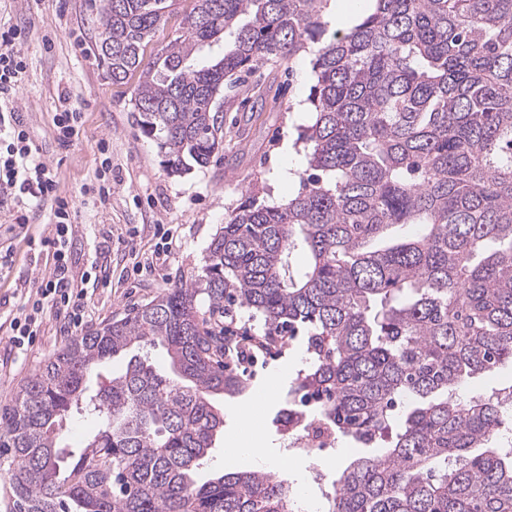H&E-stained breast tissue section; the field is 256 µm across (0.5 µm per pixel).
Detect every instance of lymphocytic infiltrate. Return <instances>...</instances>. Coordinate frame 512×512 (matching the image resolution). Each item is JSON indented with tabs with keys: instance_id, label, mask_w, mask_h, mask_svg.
<instances>
[{
	"instance_id": "f902f5d3",
	"label": "lymphocytic infiltrate",
	"mask_w": 512,
	"mask_h": 512,
	"mask_svg": "<svg viewBox=\"0 0 512 512\" xmlns=\"http://www.w3.org/2000/svg\"><path fill=\"white\" fill-rule=\"evenodd\" d=\"M25 32H0V100L13 98L25 73L24 58L18 48ZM0 195L21 201L14 213L16 223L27 220V207L48 211L51 230L38 240V247L52 251L55 262L38 278L32 290L14 313L9 328L10 342L18 349L32 344L40 335L46 308H54L61 331L81 327L88 316L86 288L75 280L68 263L76 233V207L63 196L55 175L37 154L17 112L0 113Z\"/></svg>"
}]
</instances>
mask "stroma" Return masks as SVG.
<instances>
[{
  "instance_id": "stroma-1",
  "label": "stroma",
  "mask_w": 512,
  "mask_h": 512,
  "mask_svg": "<svg viewBox=\"0 0 512 512\" xmlns=\"http://www.w3.org/2000/svg\"><path fill=\"white\" fill-rule=\"evenodd\" d=\"M12 26L28 31L22 46L25 78L12 105L62 191L79 202L70 256L73 274L79 277L101 265L110 270V286L90 294V325L122 318L179 280L200 275L210 242L225 217L241 205H279L296 194L298 176H283L281 167L284 146L302 151L300 136L311 121L310 114L299 109L315 83L310 56L289 66L268 61L246 85L225 90L224 138L218 155L208 167L173 176L155 141L133 123L132 84H113L99 60V28L90 0H0V30ZM66 107L82 112L83 132L69 149L61 150L54 141L53 118ZM103 140L112 148V197L107 208L97 209L81 204L80 197L93 179ZM48 222V212L35 209L28 224L15 226L9 212H0V225L7 228L0 244L14 252L10 274L0 277V298H9L11 305L21 303L24 279L41 277L52 265L51 255L26 243L27 237L47 235ZM157 224L175 225L177 238L164 266L137 274L133 264L151 256ZM58 325L54 314H47L42 335L21 352L11 350L8 336L0 333V405L9 403L19 386L67 344V336L56 333ZM303 358L298 340L259 356L245 374V395L224 403V436L260 441L270 467L290 480L302 475L309 497L318 501L323 488L315 473L335 480L337 467L348 463L338 451L350 441L339 438L336 447L310 456L292 449L290 437L278 432L276 415L297 373L295 364ZM279 368L286 369V376L270 385V374ZM250 404L256 405L257 417L244 429L233 412Z\"/></svg>"
}]
</instances>
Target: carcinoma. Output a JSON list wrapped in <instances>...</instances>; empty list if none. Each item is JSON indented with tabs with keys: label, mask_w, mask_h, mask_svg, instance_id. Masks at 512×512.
Wrapping results in <instances>:
<instances>
[{
	"label": "carcinoma",
	"mask_w": 512,
	"mask_h": 512,
	"mask_svg": "<svg viewBox=\"0 0 512 512\" xmlns=\"http://www.w3.org/2000/svg\"><path fill=\"white\" fill-rule=\"evenodd\" d=\"M175 2L100 4L99 55L112 83L138 75L140 131L169 174L205 167L223 142L224 86L310 54L300 189L239 207L201 275L73 337L0 408L15 512H296L277 471L202 472L224 435L221 400L247 391L243 358L300 328L306 367L276 422L298 423L305 396V420L382 447L349 462L322 512H512V382L458 393L512 362V0H367L326 43L329 0H191L181 34L145 57ZM233 305L261 315L264 335L215 329L210 314ZM118 356L90 390L92 369ZM75 413L96 426L72 448Z\"/></svg>",
	"instance_id": "obj_1"
}]
</instances>
